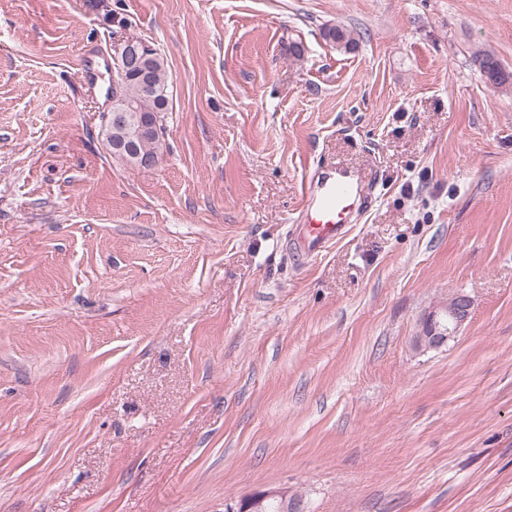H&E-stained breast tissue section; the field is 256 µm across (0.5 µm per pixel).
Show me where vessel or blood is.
Returning <instances> with one entry per match:
<instances>
[{"label":"vessel or blood","mask_w":512,"mask_h":512,"mask_svg":"<svg viewBox=\"0 0 512 512\" xmlns=\"http://www.w3.org/2000/svg\"><path fill=\"white\" fill-rule=\"evenodd\" d=\"M374 183L372 174L341 164L310 178L299 226L303 250L317 253L340 240L364 210L366 191Z\"/></svg>","instance_id":"vessel-or-blood-1"}]
</instances>
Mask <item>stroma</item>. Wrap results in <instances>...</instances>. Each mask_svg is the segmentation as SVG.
Here are the masks:
<instances>
[{
  "label": "stroma",
  "mask_w": 512,
  "mask_h": 512,
  "mask_svg": "<svg viewBox=\"0 0 512 512\" xmlns=\"http://www.w3.org/2000/svg\"><path fill=\"white\" fill-rule=\"evenodd\" d=\"M117 33L167 62L148 171L84 79ZM482 53L512 71V0H0V512H512V86ZM332 161L371 203L305 256ZM453 292L467 322L416 345ZM481 73L495 85L512 83V73L502 68L500 62L491 54H483L476 58ZM277 503L279 508L287 512L288 509H296L295 498L288 489L269 490L256 493L243 498L237 508L230 507L229 511L236 512H258L265 507V503ZM275 504H266V512H280Z\"/></svg>",
  "instance_id": "stroma-1"
}]
</instances>
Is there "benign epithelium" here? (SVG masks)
<instances>
[{
	"label": "benign epithelium",
	"instance_id": "7a95c632",
	"mask_svg": "<svg viewBox=\"0 0 512 512\" xmlns=\"http://www.w3.org/2000/svg\"><path fill=\"white\" fill-rule=\"evenodd\" d=\"M116 67L112 71V86L131 71H136L144 87L150 80L142 61L149 56L151 46L147 43L118 36L114 42ZM145 128L144 120L133 104L117 93L110 94L109 113L105 125V137L112 152L121 155L133 167H157L160 158L146 159L137 149L136 138ZM471 301L463 294H452L425 318L422 332L417 340L429 347H440L454 338L470 315ZM276 503L283 512L296 509L295 498L286 489L269 490L243 498L237 508L229 512H260L265 503Z\"/></svg>",
	"mask_w": 512,
	"mask_h": 512
}]
</instances>
